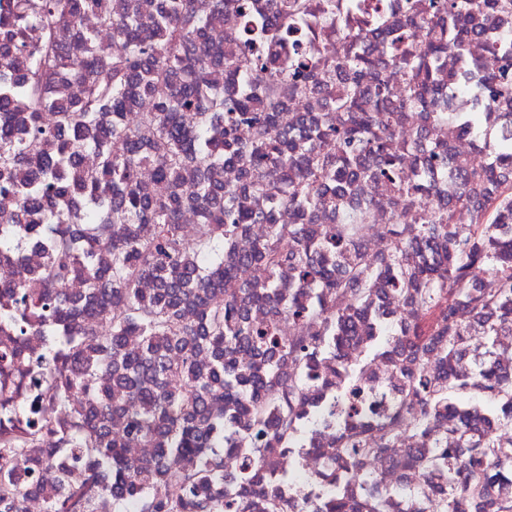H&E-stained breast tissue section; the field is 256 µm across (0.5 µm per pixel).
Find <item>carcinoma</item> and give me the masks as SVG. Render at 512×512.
Segmentation results:
<instances>
[{"label": "carcinoma", "mask_w": 512, "mask_h": 512, "mask_svg": "<svg viewBox=\"0 0 512 512\" xmlns=\"http://www.w3.org/2000/svg\"><path fill=\"white\" fill-rule=\"evenodd\" d=\"M351 6L275 0L259 24L250 0H160L152 11L124 13L108 0H14L0 14V194L20 197L32 217L22 227L0 216V254L20 252L32 234L45 251L39 273L0 287V329L20 342L39 337L40 357L67 364L55 385L83 396L59 425L52 412L70 406L65 393L23 407L22 437L0 447V512H26L34 485H66L54 458L81 469L85 481L47 499L44 512H284L266 491L260 462L275 448L305 447L303 432L317 418L295 406L321 384L320 363L358 335L368 312L379 339L364 360L394 354L415 363L405 375L403 416L385 426L384 439L410 424L418 443L433 442V426L448 421L462 450L448 472V512H512L497 494L498 445L458 402L472 395L512 426V375L483 361L469 374L458 371L462 354L483 358L485 343L512 336V130L485 137L494 111L512 103V0H406L397 15L376 14L370 32L390 37L406 76L397 95L382 58L353 51L321 61L309 52L305 23L329 27ZM226 7L243 22L224 59L202 36ZM86 14L125 41L122 56L106 52L93 30H78L86 46L79 63L56 46V29L75 28ZM486 25L501 32L485 55H462L454 78L459 86L482 84L477 106L465 115L430 111L436 61L463 51ZM418 27L429 34L423 47L415 44ZM10 70L26 72V80L11 81ZM221 74L235 89L228 96ZM161 79L171 83L169 95L126 125L125 111ZM281 83L319 103L291 133L282 126ZM60 84L71 87L70 98L51 96ZM402 110L478 139L487 161L473 169L445 144L421 139L401 153L394 137ZM47 112L56 114L50 126ZM243 122L253 128L247 143L238 137ZM113 139L125 142L122 154ZM82 147L96 155L95 170L80 169ZM226 167L237 170V183L221 180ZM144 168L166 194L144 190ZM189 169L198 188L186 198L180 182ZM448 171L454 188L434 204L435 176ZM383 184L419 221L378 225L388 248L369 266L358 243L368 213L343 224H320L317 214L342 212L363 187ZM242 193L264 206H238ZM281 205L294 209L296 223H274ZM459 205L477 212L467 230L454 222ZM184 209L201 218L193 247L182 237ZM100 245L110 253L106 265L97 262ZM283 267L292 282L286 297L278 292ZM483 269L493 276L477 278ZM76 276L87 288L73 294L67 284ZM145 281L154 284L147 293ZM381 295L412 312L393 342L385 312L372 308ZM283 313L297 328L289 341L278 334ZM176 376L184 380L179 388L170 386ZM358 394L352 379L344 415L353 429ZM111 417L123 420L122 436L110 431ZM48 433L56 444L42 448ZM132 444L153 448L152 456L130 457ZM338 447L353 479L360 458L375 452L350 433ZM27 448L36 452L20 472L14 459ZM226 451L242 457L239 472H224ZM160 483L168 494L153 493ZM351 509L334 492L313 512Z\"/></svg>", "instance_id": "obj_1"}]
</instances>
